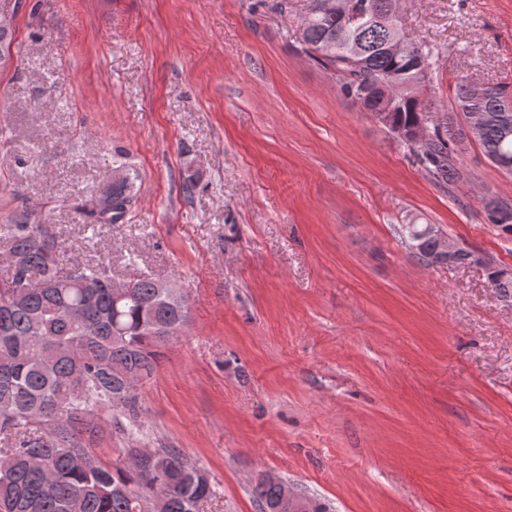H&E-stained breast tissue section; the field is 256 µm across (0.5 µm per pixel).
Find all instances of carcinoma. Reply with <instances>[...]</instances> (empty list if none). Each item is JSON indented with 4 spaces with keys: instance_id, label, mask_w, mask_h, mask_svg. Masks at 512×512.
Segmentation results:
<instances>
[{
    "instance_id": "1",
    "label": "carcinoma",
    "mask_w": 512,
    "mask_h": 512,
    "mask_svg": "<svg viewBox=\"0 0 512 512\" xmlns=\"http://www.w3.org/2000/svg\"><path fill=\"white\" fill-rule=\"evenodd\" d=\"M354 19L306 0L301 52L328 70L340 92L370 114L385 113L383 127L416 131L403 144L440 185L464 182L462 126L425 93L433 87L434 51L407 42L392 56L387 45L403 37L396 0H345ZM14 18L0 15V69L10 67ZM461 118L482 112L478 140L487 158L512 174V96L497 86H455ZM136 173L109 183L89 216L116 224L134 200ZM489 223L512 235V206L491 197ZM48 220L28 215L0 224V244L17 264L0 278V512H199L211 495L205 471L175 448H125L129 462L112 468L90 448L101 424L128 418L127 435L139 431L135 392L157 368V348L167 341L156 327L186 320L181 299L159 295L158 280L144 274L115 287L108 265L63 260L62 244ZM414 225L408 236L421 261H439L437 242ZM490 282L512 297V270L492 268ZM100 285L95 303L81 302L83 283ZM253 494L263 512H294L280 487L259 481Z\"/></svg>"
}]
</instances>
